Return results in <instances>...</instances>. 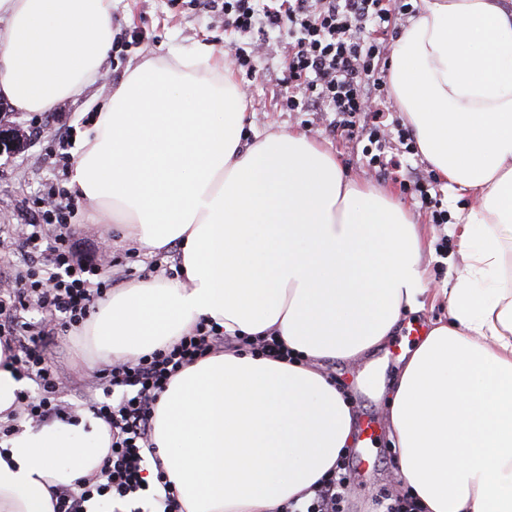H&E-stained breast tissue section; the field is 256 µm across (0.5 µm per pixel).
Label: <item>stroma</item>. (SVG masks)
I'll return each instance as SVG.
<instances>
[{
  "instance_id": "stroma-1",
  "label": "stroma",
  "mask_w": 512,
  "mask_h": 512,
  "mask_svg": "<svg viewBox=\"0 0 512 512\" xmlns=\"http://www.w3.org/2000/svg\"><path fill=\"white\" fill-rule=\"evenodd\" d=\"M113 36L119 43L116 53L108 54L101 76L84 94L60 104L45 113L19 112L0 99V128L17 132L20 147L0 150V236H14L20 225L30 223L37 199L50 186L69 184L57 162L60 148L55 132L67 137L71 159H78L81 143L93 129L99 106L108 101L113 90L126 74L130 64L146 57L169 58L176 53H190L205 45L221 55H228L224 42V26L214 15L203 9L198 0H115L112 10ZM263 81L251 86L245 105L252 125L262 133L297 130L304 132L345 168L350 178L390 187L398 202L408 207L417 221L424 225L431 241L422 255V267L428 282L421 311L407 315L398 324L390 340L377 350L356 361L326 362L327 373L337 383L346 385L357 411L358 422L373 421L375 442L372 454L376 461L373 477L356 482L350 495L352 512H374V500L384 490L403 492L404 486L395 473L393 452L387 440L388 408L385 401L375 400L364 387L365 371L393 380L400 364L387 362L389 353H402L412 345L411 327H427L445 318L448 291L456 282V270L461 263L456 226L474 207L470 200H453L445 182H438L441 200L450 215L448 223H432L428 214L412 200L398 181L370 172L360 145L342 141L329 130V114L323 112H288L276 108V91L282 76V58L266 56L262 62ZM82 242L99 245L111 240L117 265L116 275L132 270L134 275L151 277V256L143 253L136 242L122 239L119 233L105 229L94 207L79 210L74 218Z\"/></svg>"
}]
</instances>
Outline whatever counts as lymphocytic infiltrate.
Instances as JSON below:
<instances>
[{
  "label": "lymphocytic infiltrate",
  "mask_w": 512,
  "mask_h": 512,
  "mask_svg": "<svg viewBox=\"0 0 512 512\" xmlns=\"http://www.w3.org/2000/svg\"><path fill=\"white\" fill-rule=\"evenodd\" d=\"M220 12L224 29L233 34L231 64L245 68L249 81L262 78L261 62L271 51L285 62L281 110L329 112L330 130L341 139L359 143L367 165L409 186L429 210L433 223L448 221L430 193L431 182L408 178L397 155L387 152L386 49L397 31L395 16L414 13L411 0H204ZM41 222L25 224L16 238L0 240V248L26 258L23 270L0 281V322L17 342L15 362L22 377L37 390L16 396L22 417L33 422L77 424L81 412L92 413L110 428L111 447L98 474L80 479L72 488H52L53 512H89L93 503L132 505V512H181L173 483L157 470L153 490H146L143 473L157 460L152 440L155 405L169 381L187 366L226 349L244 350L273 359H287L276 337L258 340L230 337L212 320L167 348L134 358L99 364L98 395L80 404L61 401L59 385L64 361L55 348L59 337L81 330L112 293V248H81L71 219L78 211L62 186L42 200ZM37 308L39 323L25 321L22 311ZM354 455L340 457L334 471L315 483L307 498L289 502L286 512H347ZM149 508H139L144 496Z\"/></svg>",
  "instance_id": "obj_1"
}]
</instances>
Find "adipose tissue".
Masks as SVG:
<instances>
[{"label":"adipose tissue","mask_w":512,"mask_h":512,"mask_svg":"<svg viewBox=\"0 0 512 512\" xmlns=\"http://www.w3.org/2000/svg\"><path fill=\"white\" fill-rule=\"evenodd\" d=\"M0 98L47 112L79 97L112 47V0H0ZM389 79L417 146L455 193L462 264L447 321L390 386L396 473L423 512H512V0H420ZM232 70L203 49L147 57L97 114L71 177L122 238L180 274L113 291L84 327L115 358L166 348L203 319L278 336L294 361L224 351L184 368L153 440L185 512H281L358 436L321 366L383 345L427 291L408 209L297 132L246 133ZM25 380L0 342V421ZM111 435L22 424L0 454V512H53L50 489L99 473Z\"/></svg>","instance_id":"1"}]
</instances>
